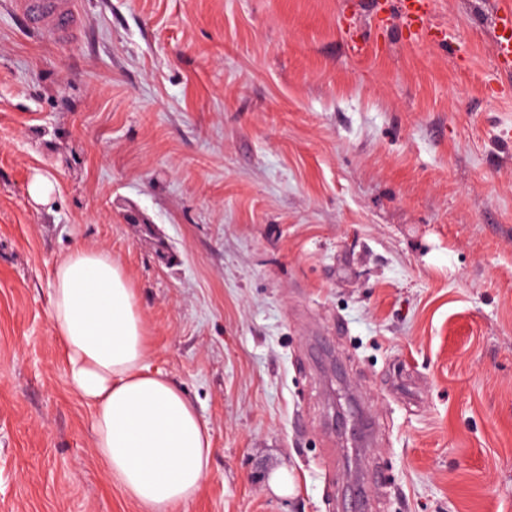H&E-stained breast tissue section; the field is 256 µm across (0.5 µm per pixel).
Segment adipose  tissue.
Here are the masks:
<instances>
[{"label": "adipose tissue", "mask_w": 512, "mask_h": 512, "mask_svg": "<svg viewBox=\"0 0 512 512\" xmlns=\"http://www.w3.org/2000/svg\"><path fill=\"white\" fill-rule=\"evenodd\" d=\"M49 318L68 384L93 409L108 480L142 512H181L209 472L211 436L187 394L151 371L121 264L106 249L75 246L53 265Z\"/></svg>", "instance_id": "ef3b65f1"}]
</instances>
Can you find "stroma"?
<instances>
[{"label":"stroma","mask_w":512,"mask_h":512,"mask_svg":"<svg viewBox=\"0 0 512 512\" xmlns=\"http://www.w3.org/2000/svg\"><path fill=\"white\" fill-rule=\"evenodd\" d=\"M79 2L60 44L0 0V512H141L56 359L77 244L210 430L186 512H512L503 0H433L442 46L385 0ZM494 42L500 61L509 64L512 59V9H499L493 21ZM55 192V182L47 175L36 174L28 186V195L37 205L47 204Z\"/></svg>","instance_id":"obj_1"}]
</instances>
